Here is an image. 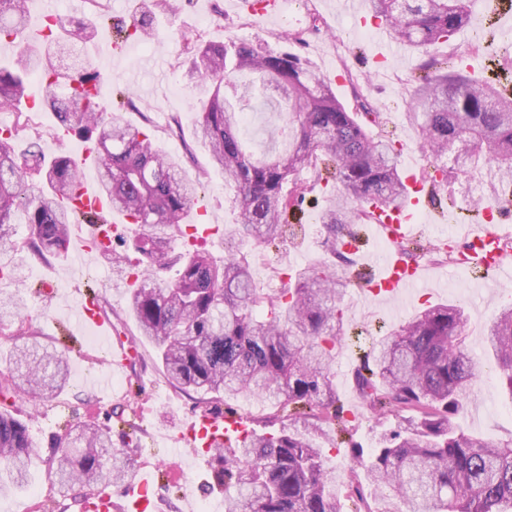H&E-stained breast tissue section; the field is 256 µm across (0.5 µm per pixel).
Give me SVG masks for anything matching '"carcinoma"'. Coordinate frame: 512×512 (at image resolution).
Here are the masks:
<instances>
[{
	"label": "carcinoma",
	"mask_w": 512,
	"mask_h": 512,
	"mask_svg": "<svg viewBox=\"0 0 512 512\" xmlns=\"http://www.w3.org/2000/svg\"><path fill=\"white\" fill-rule=\"evenodd\" d=\"M130 20L133 36L155 38L153 17L171 8L169 0H141ZM372 17L400 43L422 47L450 40L469 21V0H368ZM28 0H0V38L18 40L15 63L0 66V105L26 95L27 81L46 84L44 105L59 124L97 145L99 178L112 206L138 227L131 249L111 251L118 285L133 278L130 312L139 335L160 352L169 382L202 394L203 404L244 396L278 408L293 406L288 421L274 413L243 438L213 448L216 482L224 486V512H512V438L487 441L460 430L455 419L470 402L471 384L491 368L512 400V306L487 328V360L473 356L466 343L465 306L435 304L402 322L373 349V366L355 370L353 380L365 408L375 416L402 420L399 429L378 435L369 457L353 449L354 465L341 484L324 468L326 439L336 445V426L345 422L332 370L336 346L345 335L339 307L349 283L342 242L358 224H372L375 209L401 205L408 188L390 138L375 139L367 124L380 113L364 103L349 112L336 99L332 82L306 58L264 49L247 39L222 43L187 42L188 73L213 86L197 112L196 130L211 149V168L233 191L238 220L224 227V260L199 250L175 252L197 188L207 172L189 177L177 163L160 156L151 136L129 124L120 111L104 112L83 86L97 83L88 64L72 70L60 62L75 42L97 33L96 25L58 19L64 33L43 45L20 41L28 25ZM255 73L262 91L239 82ZM276 92L288 120L272 131L279 147L263 159L247 153L239 137L259 96ZM411 121L435 157L423 181L453 201L448 183L456 174L486 170L483 195L505 213L512 199L499 193L512 182V93L491 80L478 81L460 70L458 57H429L415 79ZM28 128L23 113L0 131V275L18 277L22 253L40 259L64 253L72 225L92 219L64 214L59 200L75 188L76 167L61 153L51 160L30 151L18 155L15 141ZM37 167L46 183L35 188L27 169ZM308 171L312 180L300 179ZM334 181L337 195L320 217L332 259L303 268L271 297L256 288L242 251L255 242L270 246L286 232V215L302 205L320 183ZM28 235L14 239V226ZM179 268L173 281L164 274ZM24 305L0 294V333L17 325L16 335L32 336ZM11 384L0 396L21 390L34 401L67 383L62 355L35 344L10 351ZM37 453L25 425L0 410V479L28 484ZM134 471V460L112 446L111 429L83 425L57 456L50 473L60 489L76 484L96 488L118 484ZM375 488L372 507L364 484Z\"/></svg>",
	"instance_id": "carcinoma-1"
}]
</instances>
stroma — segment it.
Masks as SVG:
<instances>
[{
    "mask_svg": "<svg viewBox=\"0 0 512 512\" xmlns=\"http://www.w3.org/2000/svg\"><path fill=\"white\" fill-rule=\"evenodd\" d=\"M170 10L158 13L156 25L163 36L161 44L131 42L122 56L114 58L96 52L93 44L82 48L102 77L100 93L106 108H115L119 90H128L134 102L126 109V119L135 126H150L158 150L178 161L189 174L208 170L203 195L208 200L211 232L200 240L176 239L175 248L203 249L213 257L224 255L222 230L235 223L237 213L230 203L232 192L221 173L211 170L209 148L195 135L196 110L209 89L188 81L185 40L221 42L230 37L245 38L264 48H289L311 59L323 73H342L344 83L335 84L337 98L354 106L357 97H365L382 114L381 128L395 132L400 141V167L421 169L433 164L434 158L421 141L417 128L410 124V78L428 55L453 54L462 58L466 73L474 78L488 77L491 55L471 47L474 26L486 23L487 0H470L468 27L448 42L432 47H415L395 41L386 25L363 28L360 18L368 10L367 0H310L301 7L295 20L283 14L254 15L242 9L238 0H170ZM322 21L320 32L309 29L311 17ZM302 32L304 41L283 45L286 32ZM347 36L349 52L338 53L339 36ZM386 56V65L371 70L367 53ZM27 96L37 101L34 127L44 155L60 152L69 156L80 153L83 142L78 137L59 142L54 137L59 122L53 112L43 110L46 95L42 79L27 83ZM477 176L458 174L451 188L456 198L455 210L436 223L438 210L430 200H422L423 218L419 225L420 240L427 251L419 263L434 272L426 287L403 294L401 301L362 299L356 284H349L342 301L345 312V336L337 346L333 368L336 392L344 406H355L349 428L362 447H373L380 432L396 427L393 418L372 416L361 405L352 374L359 356L368 351L398 321L392 316L399 302H406L408 313L425 306L450 303L464 298L465 333L476 357H483V337L487 325L504 304L506 282L496 287H481L474 278H463L450 266L437 260L435 249L443 238L466 228V211L476 197ZM331 201L326 189H316L307 196L300 210L289 213L286 238L273 249L247 244L244 251L252 266L256 287L267 294L283 288L289 270H298L326 261L325 232L318 222L320 213ZM86 285L98 295L100 304L112 322L113 337L126 340L139 350L137 359L117 373H110L106 347L89 348L88 330L74 318L73 284L69 276L70 254L41 260L28 256L24 260L26 279L15 282L0 279V292L20 293L37 340L60 352L68 364V383L58 394L40 403L17 393L7 401L15 416L24 422L37 444L40 458L32 479L25 488L0 483V512H78L82 489L61 492L49 472L60 441L70 427L95 422L112 430V444L127 449L140 469H156L153 493L156 512H197L199 502L223 503L224 493L213 485V465L196 459L188 449L167 443L182 421L199 413L198 396L172 386L163 372L155 348L137 331L136 322L127 308L124 289L112 282V266L103 257L86 258ZM472 400L458 419L465 433L488 441L512 436V421L499 416L498 406L512 399L495 385L475 382L470 388Z\"/></svg>",
    "mask_w": 512,
    "mask_h": 512,
    "instance_id": "35a3bbf8",
    "label": "stroma"
}]
</instances>
